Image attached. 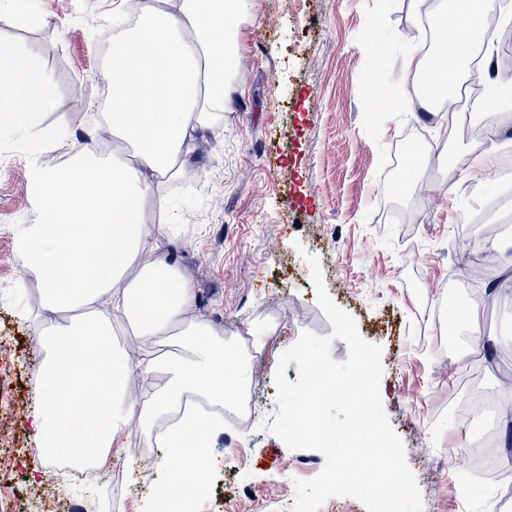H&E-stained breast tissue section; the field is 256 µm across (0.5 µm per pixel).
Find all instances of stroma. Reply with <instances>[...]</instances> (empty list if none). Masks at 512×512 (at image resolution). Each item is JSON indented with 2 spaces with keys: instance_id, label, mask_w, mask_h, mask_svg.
<instances>
[{
  "instance_id": "stroma-1",
  "label": "stroma",
  "mask_w": 512,
  "mask_h": 512,
  "mask_svg": "<svg viewBox=\"0 0 512 512\" xmlns=\"http://www.w3.org/2000/svg\"><path fill=\"white\" fill-rule=\"evenodd\" d=\"M141 2L28 0L24 21L0 8V40L42 61L55 90L46 122L68 131L44 162L95 144L105 87L100 47L115 19ZM426 2L417 17L410 0H250L227 77L231 106L222 126L193 143L190 172L204 190L166 185L179 219L159 252L192 283L198 315L224 335L242 326L258 335L246 348L265 403L276 398L282 352L302 331H332L305 261L316 257L333 301L382 347L383 407L404 442L423 512H484L488 499L512 512V476L465 490L454 453L485 431L480 420L458 419L455 402L477 395L496 412L512 411V296L485 300L481 326L497 341L492 354H471L465 326L448 327L449 292L481 293L483 277L500 274L488 244L512 248V185L446 168L484 137L487 118L473 105L485 99L486 79L473 70L465 102L420 121L375 110L370 100L376 82L401 87L406 56L425 42L421 18L439 6ZM373 42L384 48L378 80L367 57ZM414 133L431 145L415 189L398 195L392 184ZM24 139L0 127V393L14 412L0 435L1 491L31 481L27 416L37 401L35 325L27 318L37 301L21 282L15 245L34 212ZM321 458L288 449L258 424L225 425L212 439L194 512H284L281 498L294 480L317 475L297 462ZM116 462L130 472L128 512H152L150 489L162 471L135 475L128 456Z\"/></svg>"
}]
</instances>
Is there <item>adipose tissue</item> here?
<instances>
[{
    "label": "adipose tissue",
    "instance_id": "ef3b65f1",
    "mask_svg": "<svg viewBox=\"0 0 512 512\" xmlns=\"http://www.w3.org/2000/svg\"><path fill=\"white\" fill-rule=\"evenodd\" d=\"M491 9L511 15L512 0H448L433 16L432 56L406 57L409 84L402 97L383 93L386 108L432 111L422 77L456 87ZM247 12L248 0H176L171 12L144 0L141 24L114 42L101 73L118 147L109 156L75 150L60 168L40 161L67 137L43 122L50 101L43 68L20 48H0V118L29 134L27 192L40 211L16 238L40 298L31 339L38 401L28 417L39 453L27 462L31 474L50 455L105 464L133 425L153 434L161 419L200 402L206 412L181 418L159 443L165 479L157 512L205 484L221 411L242 396L249 366L194 315L190 282L157 256L176 220L162 188L185 172L196 136L224 122L233 36ZM114 311L141 339L139 348L116 344ZM158 339L176 342L177 352L156 348Z\"/></svg>",
    "mask_w": 512,
    "mask_h": 512
}]
</instances>
